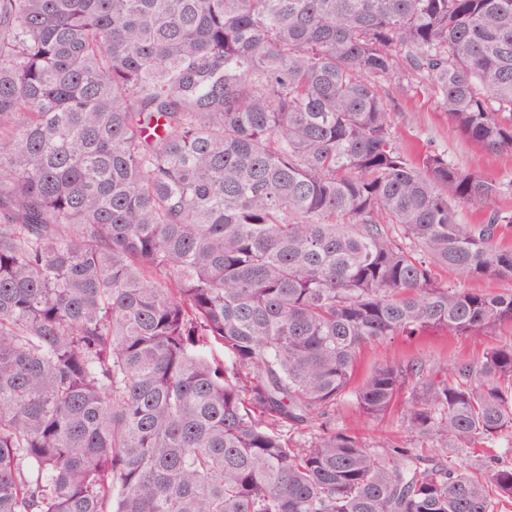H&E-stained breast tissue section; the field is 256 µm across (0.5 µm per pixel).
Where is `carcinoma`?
I'll use <instances>...</instances> for the list:
<instances>
[{
	"label": "carcinoma",
	"instance_id": "1",
	"mask_svg": "<svg viewBox=\"0 0 512 512\" xmlns=\"http://www.w3.org/2000/svg\"><path fill=\"white\" fill-rule=\"evenodd\" d=\"M512 152V0H0V512H497L486 476L336 428L402 409L512 447V340L357 377L365 349L493 339L512 193L411 157L381 82ZM492 210H512V194L503 195L487 204L463 208L461 215L462 221L465 224L477 222L483 218L486 213Z\"/></svg>",
	"mask_w": 512,
	"mask_h": 512
}]
</instances>
